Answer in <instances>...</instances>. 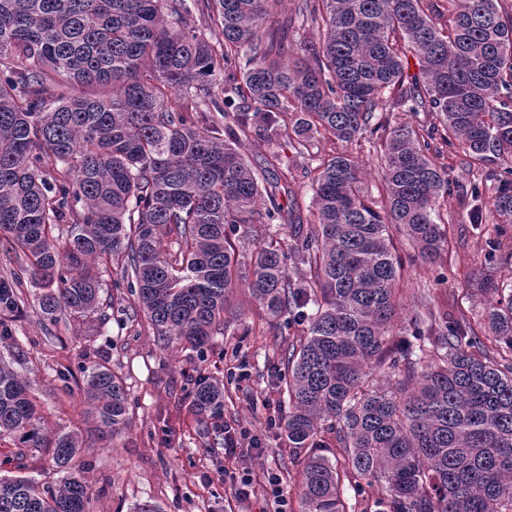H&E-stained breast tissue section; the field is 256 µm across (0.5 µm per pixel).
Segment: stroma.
<instances>
[{
    "label": "stroma",
    "instance_id": "stroma-1",
    "mask_svg": "<svg viewBox=\"0 0 512 512\" xmlns=\"http://www.w3.org/2000/svg\"><path fill=\"white\" fill-rule=\"evenodd\" d=\"M382 138L379 131L353 142L320 136L310 153L355 160L365 173L364 191L375 198L381 188ZM241 151L263 183L272 179L265 159L278 152L292 176L278 186L277 198L284 205L298 199L304 223H313L312 177L305 173L307 161L297 156L290 139L271 143L253 133L242 139ZM439 216L448 234L441 265L422 263L405 237L394 238L403 263V318L424 316L437 307L452 316L479 315L484 298L475 287L492 236L498 239L495 278L512 287V229L495 236L492 224H471L469 206L452 200L440 206ZM100 276L101 301L110 307L107 320L94 314L63 315L56 323H42L34 302L36 290L29 285L19 310L0 315L14 335L13 341H0V364L30 381L49 432L74 430L83 439L79 459L91 487L88 512H131L145 501L159 505L162 512H276L277 502L266 493V480L275 474L287 492L288 512H301L298 484L306 453L288 448L274 425L283 413V394L275 386L282 350L298 338V329L284 327L250 298L246 288H236L230 296L236 317L215 336L209 358L202 363L192 350L159 339L144 317L124 319L132 298L116 285L120 271L109 266ZM84 355L92 361L108 360L123 377L130 403L128 429L115 435L101 433L81 389L62 397V373L75 368ZM200 373L224 381L225 428L262 439L261 447L242 451L241 462L254 480L250 497L231 495L224 483V439L204 433L200 418L183 398L188 379ZM0 471L19 472L42 484L59 478L50 449L21 450L7 437L0 439Z\"/></svg>",
    "mask_w": 512,
    "mask_h": 512
}]
</instances>
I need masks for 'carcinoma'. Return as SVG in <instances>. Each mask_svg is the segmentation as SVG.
<instances>
[{
  "label": "carcinoma",
  "mask_w": 512,
  "mask_h": 512,
  "mask_svg": "<svg viewBox=\"0 0 512 512\" xmlns=\"http://www.w3.org/2000/svg\"><path fill=\"white\" fill-rule=\"evenodd\" d=\"M421 2L300 0L298 16L321 33L298 43L293 17L265 28L274 0H0V59L17 61L0 71V235L26 258L0 278V312L19 308L25 277L42 290L43 320L95 313L98 265L110 262L133 310L204 362L246 283L269 315L304 327L278 377L285 443L307 451L304 512H348L344 483L373 481L378 512H512V289L492 275L496 241L479 288L488 336L464 313L431 312L412 320L404 348L392 242L402 233L437 264L448 250L438 202L463 190L474 202L492 192L472 223L491 218L498 236L512 224V12L501 0H444L434 14ZM194 12L203 25L192 29ZM386 106L436 112L443 127L373 124ZM206 112L224 126L201 132ZM371 128L384 132L380 200L363 194L352 159L324 158L314 224L303 227L296 200L288 236L241 260L235 241L258 203L267 224L285 212L240 136L274 142L288 129L306 156L317 135L354 141ZM437 135L469 166H506L462 186L429 156ZM77 372L100 424L128 428L122 377L103 363ZM186 398L224 433L223 381L202 373ZM2 436L52 449L61 477L50 487L0 475V512H86L82 440L47 434L30 382L0 365Z\"/></svg>",
  "instance_id": "cac0c4a2"
}]
</instances>
